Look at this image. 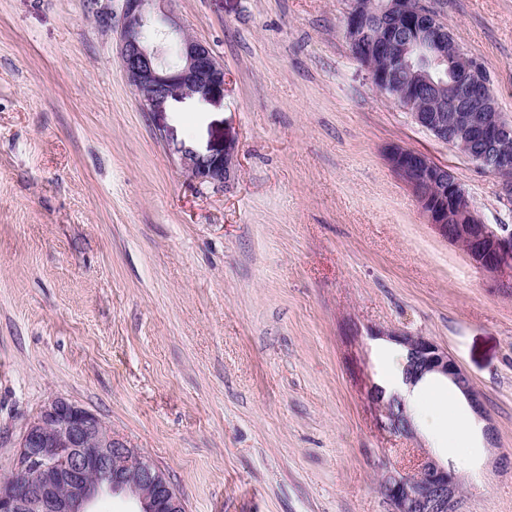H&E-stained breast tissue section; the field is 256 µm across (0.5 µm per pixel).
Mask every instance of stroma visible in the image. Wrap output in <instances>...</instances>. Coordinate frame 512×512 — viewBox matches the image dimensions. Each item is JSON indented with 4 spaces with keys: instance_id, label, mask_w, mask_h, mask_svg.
<instances>
[{
    "instance_id": "1",
    "label": "stroma",
    "mask_w": 512,
    "mask_h": 512,
    "mask_svg": "<svg viewBox=\"0 0 512 512\" xmlns=\"http://www.w3.org/2000/svg\"><path fill=\"white\" fill-rule=\"evenodd\" d=\"M512 117V0H428ZM224 95L147 112L118 57L122 0H0V477L62 396L163 470L185 512H389L383 464L447 460L465 512H512V294L426 223L385 151L448 167L488 224L497 179L384 97L344 35L347 0H174ZM236 145L224 186L177 149ZM432 338L484 400L425 380L413 437L371 386ZM453 392L434 410L428 391Z\"/></svg>"
}]
</instances>
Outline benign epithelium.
<instances>
[{"instance_id":"benign-epithelium-1","label":"benign epithelium","mask_w":512,"mask_h":512,"mask_svg":"<svg viewBox=\"0 0 512 512\" xmlns=\"http://www.w3.org/2000/svg\"><path fill=\"white\" fill-rule=\"evenodd\" d=\"M171 0H123L118 55L140 105L161 112L172 100L211 98L224 94V65L210 46L184 33L172 12L162 9ZM153 27L159 38L143 39ZM424 31L440 51L424 69L415 46L403 43L402 32ZM344 34L354 57L366 68L375 87L395 100L421 128L437 140L460 145L465 156L492 173L504 191L512 190V154L503 145L512 140V118L502 113L483 65L460 47L448 27L426 4L416 0L388 3L371 14L364 0H348ZM175 46L177 69L165 62ZM453 66L458 122L450 126L444 112L419 107L414 93L396 90L394 77L410 73L417 87L438 89L432 74L438 64ZM235 145L209 155L184 147L180 166L199 184L223 186L231 181ZM387 161L413 191L422 184L436 189L435 198L416 195L427 224L452 244L463 246L472 264L502 291L512 289V228L486 224L471 206L465 190L448 168L425 153L395 146ZM373 337H386L405 351L402 382L413 386L431 375L446 378L467 397L473 411L485 416L481 394L471 385L448 351L421 334L376 328ZM387 430L412 437L415 424L408 402L397 392L371 393ZM380 485L390 512H463V496L451 463L426 453L413 469L387 465ZM125 493L139 512H182L183 503L165 473L107 426L97 415L63 396L50 399L29 420L18 442L9 476L0 479V512H92L101 492Z\"/></svg>"}]
</instances>
